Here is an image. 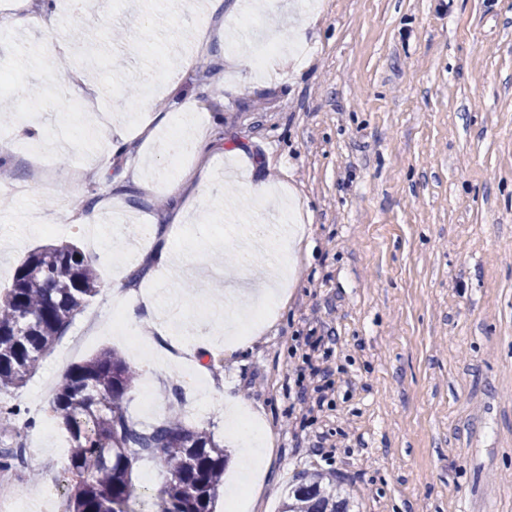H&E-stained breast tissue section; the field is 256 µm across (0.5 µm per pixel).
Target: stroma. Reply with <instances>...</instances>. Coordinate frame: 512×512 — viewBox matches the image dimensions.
Here are the masks:
<instances>
[{
    "label": "stroma",
    "mask_w": 512,
    "mask_h": 512,
    "mask_svg": "<svg viewBox=\"0 0 512 512\" xmlns=\"http://www.w3.org/2000/svg\"><path fill=\"white\" fill-rule=\"evenodd\" d=\"M236 20L194 45L196 30ZM53 26H0V110L14 114L0 141L17 140L31 89L50 95L41 139L0 169V227L17 231L0 239V289L50 243L111 251V271L128 274L142 259L127 250L133 227L164 225L193 274L138 288L181 302L211 400L194 423L230 455L216 512L233 500L278 512L312 472L350 493L354 512H512V0H263L220 20L206 0H86ZM50 34L62 48L46 61ZM264 37L283 47L264 69L228 65ZM132 85L152 89L165 119L152 140L137 133ZM185 102L210 143L177 162L166 144ZM103 113L128 134L121 153L94 129ZM67 122L63 153L55 131ZM201 163L206 189L171 194ZM68 168L86 173L73 189ZM260 182L264 195L239 196ZM90 198L92 233L77 222ZM270 264L282 270L274 296L259 285ZM93 313L97 332L71 348ZM106 348L134 365L157 354L124 404L138 427L183 413L169 355L147 327L115 323L101 288L26 383L0 391L44 427L14 472L21 492L67 495L68 434L39 388ZM318 385L322 405L298 399ZM244 416L269 438L246 468ZM164 476L159 459L136 465L130 512H153Z\"/></svg>",
    "instance_id": "1"
}]
</instances>
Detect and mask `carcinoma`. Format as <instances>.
Instances as JSON below:
<instances>
[{
	"instance_id": "cac0c4a2",
	"label": "carcinoma",
	"mask_w": 512,
	"mask_h": 512,
	"mask_svg": "<svg viewBox=\"0 0 512 512\" xmlns=\"http://www.w3.org/2000/svg\"><path fill=\"white\" fill-rule=\"evenodd\" d=\"M100 278L74 244L30 252L11 287L0 292V390L17 388L72 322L100 292ZM137 371L112 350L71 366L50 406L68 432V512H126L133 495V462L160 454L166 481L155 512H214L224 487L227 450L203 428L170 414L148 430L131 423L124 399ZM21 448H0V470L20 466ZM281 512H351L350 498L317 474H305Z\"/></svg>"
}]
</instances>
